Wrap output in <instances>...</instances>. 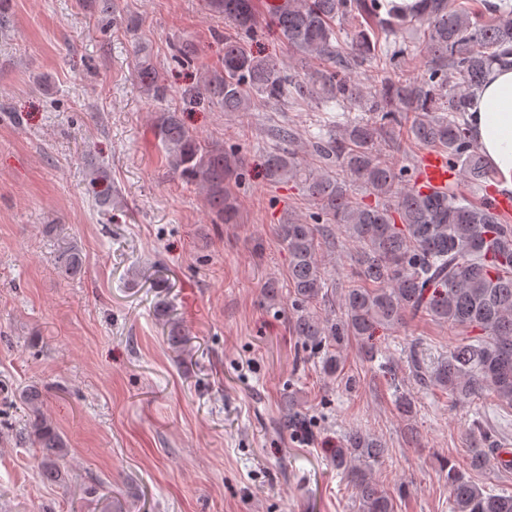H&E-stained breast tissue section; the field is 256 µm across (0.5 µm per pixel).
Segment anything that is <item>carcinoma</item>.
Returning a JSON list of instances; mask_svg holds the SVG:
<instances>
[{"label": "carcinoma", "mask_w": 512, "mask_h": 512, "mask_svg": "<svg viewBox=\"0 0 512 512\" xmlns=\"http://www.w3.org/2000/svg\"><path fill=\"white\" fill-rule=\"evenodd\" d=\"M411 15L380 18L381 0H276L266 14L288 49V62L257 57L241 39L255 35L256 0H208L210 10L233 25L240 39H224L221 66L206 81L207 97L226 112H247L254 99L275 103L290 95L326 113L308 147L317 166L302 164L291 128L276 130L281 146L269 153L271 180L300 181L316 211L305 219L289 214L279 224L288 250V287L293 333L322 356L323 369L341 370L339 355L326 345L343 346L349 337L373 336L383 326L397 328L411 314L427 315L465 333L448 356L427 362L419 344L408 343L407 362L418 385L439 389L454 401L487 393L512 408V226L487 198L474 203L461 194L439 190L424 194L408 184V169L380 143L400 150L406 138L439 149L448 164L460 168L468 183L482 187L492 176L472 140L465 118L473 91L495 65H512V5L485 18L457 0H421ZM378 20L379 28L369 19ZM353 26L347 46L339 42L343 26ZM410 28L422 41L407 39ZM419 58L422 73L406 75L401 64ZM368 67L376 79L366 84L354 76ZM147 92L160 96L159 72L147 58L138 62ZM158 140L172 169L205 189L215 224H232L236 205L227 186L242 178L238 152L207 149L175 112L156 123ZM373 201H359L351 187ZM334 224L355 244L351 257L356 280L344 289V313L338 318L316 309L328 293L318 251L320 239L332 237ZM80 250L68 246L58 269L80 275ZM42 391L29 386L20 393L26 410L17 434L41 452V476L51 483L64 478L58 463L65 443L42 410ZM311 425L308 415L290 409L281 420L287 431ZM477 444L470 465L480 471L512 469L503 460L478 418ZM387 453L382 442L358 430L345 435L336 449V467L347 471L357 512H394L390 497L370 471ZM449 512H512V494L479 487L448 465Z\"/></svg>", "instance_id": "carcinoma-1"}]
</instances>
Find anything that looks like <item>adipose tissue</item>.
Instances as JSON below:
<instances>
[{
	"label": "adipose tissue",
	"mask_w": 512,
	"mask_h": 512,
	"mask_svg": "<svg viewBox=\"0 0 512 512\" xmlns=\"http://www.w3.org/2000/svg\"><path fill=\"white\" fill-rule=\"evenodd\" d=\"M471 134L497 174L496 188L512 194V67L492 68L473 94Z\"/></svg>",
	"instance_id": "1"
}]
</instances>
